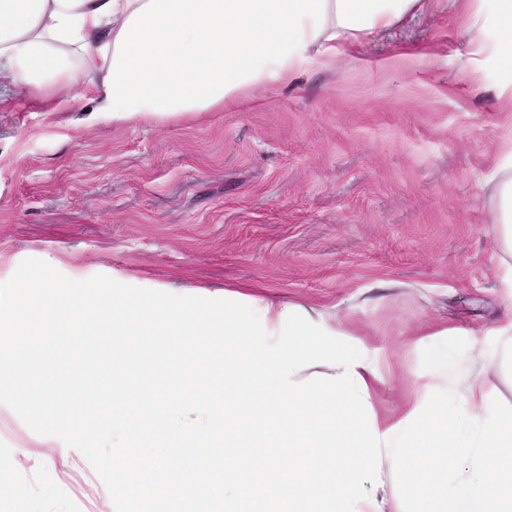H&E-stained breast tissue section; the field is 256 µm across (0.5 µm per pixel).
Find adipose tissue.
I'll list each match as a JSON object with an SVG mask.
<instances>
[{
  "instance_id": "adipose-tissue-1",
  "label": "adipose tissue",
  "mask_w": 512,
  "mask_h": 512,
  "mask_svg": "<svg viewBox=\"0 0 512 512\" xmlns=\"http://www.w3.org/2000/svg\"><path fill=\"white\" fill-rule=\"evenodd\" d=\"M423 0H0V81L50 112L116 123L223 110L283 86L345 45L385 31ZM454 379L437 423L419 405L376 420L383 459L412 512H512V414L482 382Z\"/></svg>"
}]
</instances>
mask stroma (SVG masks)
Wrapping results in <instances>:
<instances>
[{"label": "stroma", "mask_w": 512, "mask_h": 512, "mask_svg": "<svg viewBox=\"0 0 512 512\" xmlns=\"http://www.w3.org/2000/svg\"><path fill=\"white\" fill-rule=\"evenodd\" d=\"M494 0L428 9L288 86L186 120L115 124L44 112L0 89V280L60 257L69 277L122 275L179 295L239 293L337 327L378 365L369 407L419 418L447 400L437 360L471 366L512 412V327L492 224L502 139ZM487 50L473 52L476 41ZM23 422L0 410V504L112 512L96 472L49 470Z\"/></svg>", "instance_id": "1"}]
</instances>
